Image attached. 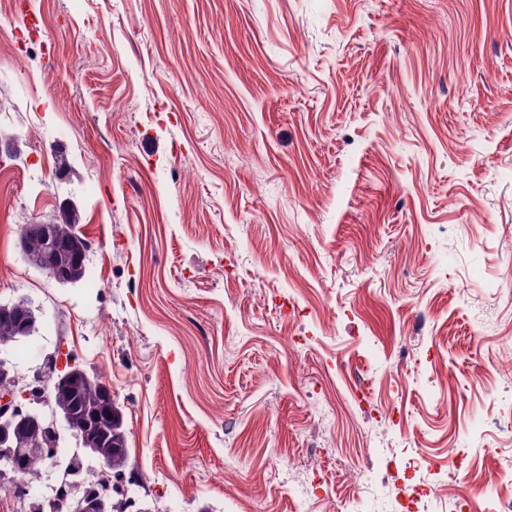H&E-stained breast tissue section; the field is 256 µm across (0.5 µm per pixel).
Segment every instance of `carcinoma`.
<instances>
[{
    "mask_svg": "<svg viewBox=\"0 0 512 512\" xmlns=\"http://www.w3.org/2000/svg\"><path fill=\"white\" fill-rule=\"evenodd\" d=\"M79 210L60 213L52 224H29L21 240L26 245V260L36 266L53 265L60 269L70 283L77 284L87 276V257L77 258L74 244H86L79 233ZM31 303L19 299L11 303V310L0 311V346L12 345L19 336L18 328L29 311ZM53 405L68 413L72 430L86 431L101 441L105 456L112 458V473H125L127 464V432L124 427L122 408L117 402H109L110 387L103 376L96 375L88 381L77 374L64 383L48 387ZM24 449L14 471L37 475L50 466L47 448L50 438L39 428L28 429L17 441ZM72 480L81 483V489L95 493L100 488L102 472L84 467L81 458L72 459Z\"/></svg>",
    "mask_w": 512,
    "mask_h": 512,
    "instance_id": "carcinoma-1",
    "label": "carcinoma"
}]
</instances>
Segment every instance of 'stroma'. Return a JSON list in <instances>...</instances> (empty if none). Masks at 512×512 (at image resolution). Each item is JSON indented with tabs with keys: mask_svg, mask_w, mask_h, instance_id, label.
<instances>
[{
	"mask_svg": "<svg viewBox=\"0 0 512 512\" xmlns=\"http://www.w3.org/2000/svg\"><path fill=\"white\" fill-rule=\"evenodd\" d=\"M0 162V303L50 318L10 357L103 375L143 506L403 512L450 444L431 512L512 493L476 484L512 459V302L483 286L512 262V0H31L0 12ZM69 203L89 277L61 286L15 219Z\"/></svg>",
	"mask_w": 512,
	"mask_h": 512,
	"instance_id": "1",
	"label": "stroma"
}]
</instances>
